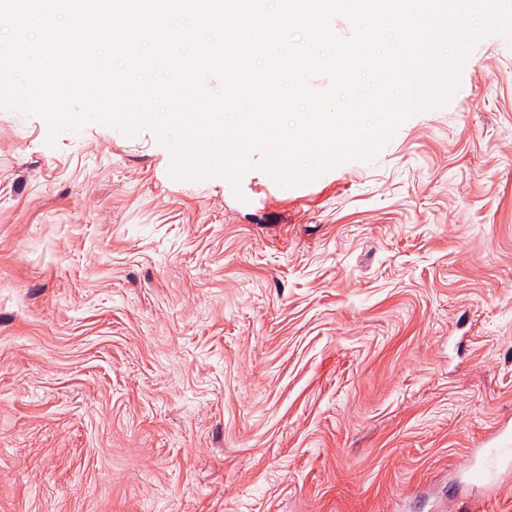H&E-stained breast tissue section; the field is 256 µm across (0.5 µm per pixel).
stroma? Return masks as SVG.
Segmentation results:
<instances>
[{"instance_id": "1", "label": "stroma", "mask_w": 512, "mask_h": 512, "mask_svg": "<svg viewBox=\"0 0 512 512\" xmlns=\"http://www.w3.org/2000/svg\"><path fill=\"white\" fill-rule=\"evenodd\" d=\"M251 160L0 108V512H512V36L371 161Z\"/></svg>"}]
</instances>
